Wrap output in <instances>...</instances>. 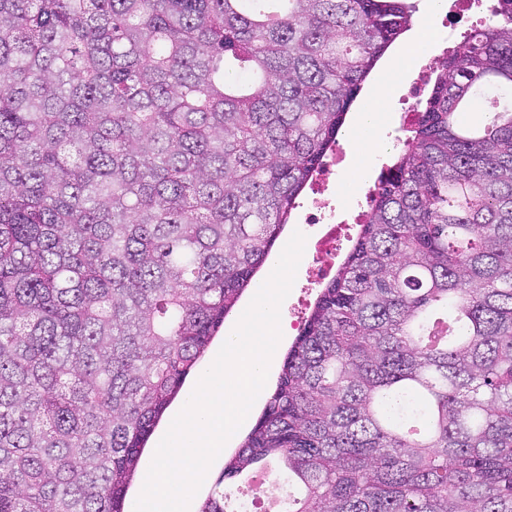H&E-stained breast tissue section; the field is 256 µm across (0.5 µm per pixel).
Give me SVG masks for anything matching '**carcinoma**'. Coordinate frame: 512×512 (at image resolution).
I'll return each instance as SVG.
<instances>
[{
	"mask_svg": "<svg viewBox=\"0 0 512 512\" xmlns=\"http://www.w3.org/2000/svg\"><path fill=\"white\" fill-rule=\"evenodd\" d=\"M409 0H0V512H129L145 445ZM438 61L225 483L512 512V0Z\"/></svg>",
	"mask_w": 512,
	"mask_h": 512,
	"instance_id": "carcinoma-1",
	"label": "carcinoma"
}]
</instances>
